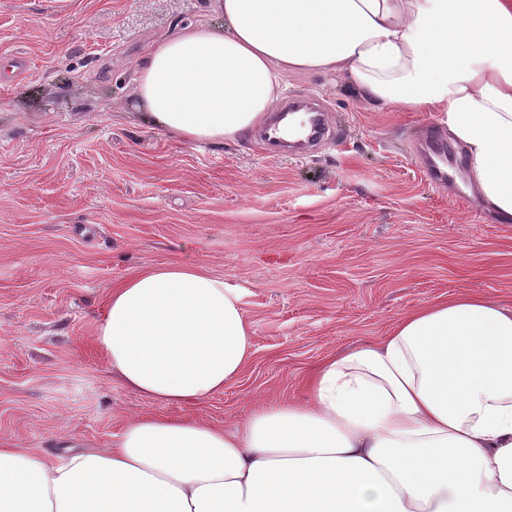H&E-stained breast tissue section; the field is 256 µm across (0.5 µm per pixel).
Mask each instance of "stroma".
I'll return each mask as SVG.
<instances>
[{"mask_svg": "<svg viewBox=\"0 0 512 512\" xmlns=\"http://www.w3.org/2000/svg\"><path fill=\"white\" fill-rule=\"evenodd\" d=\"M217 0H0V443L108 447L147 414L234 431L252 403L299 400L321 360L381 342L460 293L512 307V224L490 220L458 148L455 186L414 144L434 112L362 99L329 73L285 79L331 132L271 151L265 124L221 145L180 140L137 109V66L173 29L217 24ZM241 293L251 358L223 391L160 405L93 347L109 288L169 262Z\"/></svg>", "mask_w": 512, "mask_h": 512, "instance_id": "1", "label": "stroma"}]
</instances>
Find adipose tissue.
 I'll return each instance as SVG.
<instances>
[{
    "mask_svg": "<svg viewBox=\"0 0 512 512\" xmlns=\"http://www.w3.org/2000/svg\"><path fill=\"white\" fill-rule=\"evenodd\" d=\"M138 69V108L187 142L258 125L286 76L436 112L486 212L512 223V0H218ZM96 347L162 405L223 390L250 357L237 291L169 263L111 289ZM0 512H512V307L464 294L380 343L328 358L303 401L251 406L237 432L130 421L56 460L0 445Z\"/></svg>",
    "mask_w": 512,
    "mask_h": 512,
    "instance_id": "1",
    "label": "adipose tissue"
}]
</instances>
